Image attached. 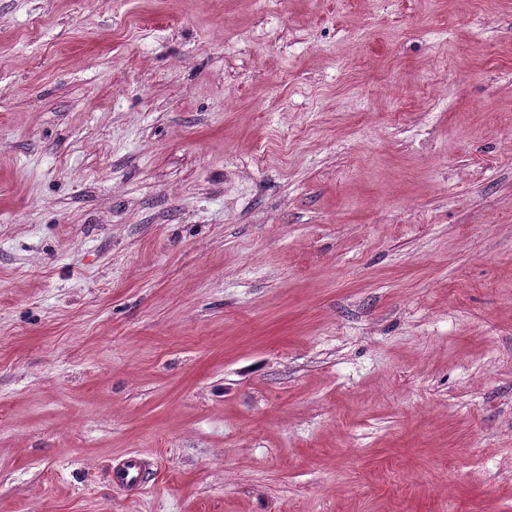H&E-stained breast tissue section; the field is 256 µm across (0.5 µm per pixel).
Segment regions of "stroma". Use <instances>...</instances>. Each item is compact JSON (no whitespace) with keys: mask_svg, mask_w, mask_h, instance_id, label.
<instances>
[{"mask_svg":"<svg viewBox=\"0 0 512 512\" xmlns=\"http://www.w3.org/2000/svg\"><path fill=\"white\" fill-rule=\"evenodd\" d=\"M0 512H512V0H0ZM146 470V464L139 454H129L112 465V483L120 487L139 488L144 482Z\"/></svg>","mask_w":512,"mask_h":512,"instance_id":"35a3bbf8","label":"stroma"}]
</instances>
